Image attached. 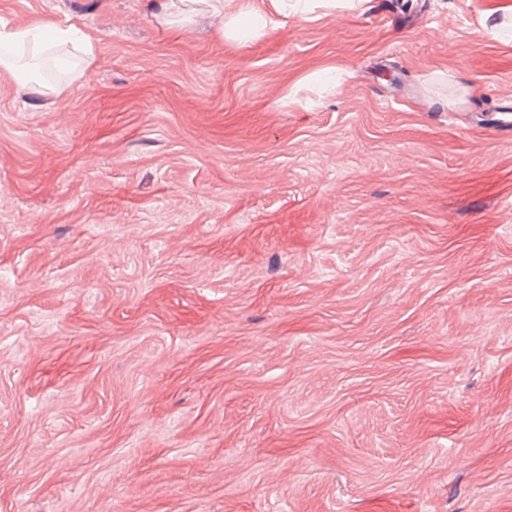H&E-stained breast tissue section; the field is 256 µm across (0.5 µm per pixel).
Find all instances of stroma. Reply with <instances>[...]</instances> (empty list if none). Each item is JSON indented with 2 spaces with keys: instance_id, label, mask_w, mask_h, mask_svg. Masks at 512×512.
Masks as SVG:
<instances>
[{
  "instance_id": "obj_1",
  "label": "stroma",
  "mask_w": 512,
  "mask_h": 512,
  "mask_svg": "<svg viewBox=\"0 0 512 512\" xmlns=\"http://www.w3.org/2000/svg\"><path fill=\"white\" fill-rule=\"evenodd\" d=\"M0 0V512H512V0ZM234 0H216L220 2V8L214 7L215 12L224 15V36L231 39H240L244 35L242 32H248L252 36H258L269 27L276 26L280 23L281 16H288V8L294 12L304 11L305 7L301 5H308V1L295 0L290 1L294 3L288 4V0H270L271 8L267 12H252L244 8L242 3L238 8L230 13L224 12V2ZM49 24L36 23L30 28L22 31L0 32V48L10 49L16 45L25 44L31 37L41 41L37 47L40 50L51 48L58 40L67 38L71 28L52 32Z\"/></svg>"
}]
</instances>
